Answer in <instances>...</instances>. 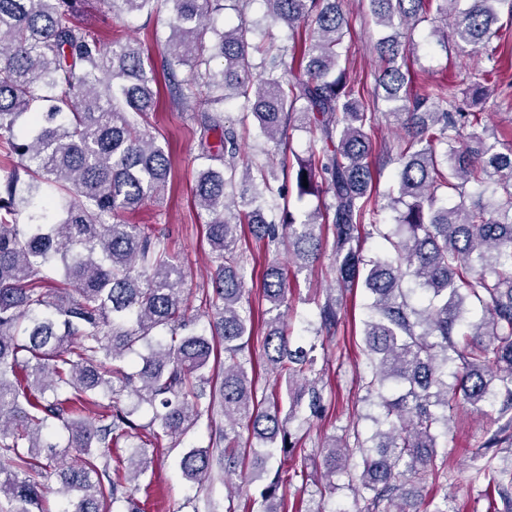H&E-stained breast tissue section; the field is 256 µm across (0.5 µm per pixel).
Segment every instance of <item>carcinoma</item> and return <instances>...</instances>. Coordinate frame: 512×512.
<instances>
[{"instance_id":"1","label":"carcinoma","mask_w":512,"mask_h":512,"mask_svg":"<svg viewBox=\"0 0 512 512\" xmlns=\"http://www.w3.org/2000/svg\"><path fill=\"white\" fill-rule=\"evenodd\" d=\"M434 1L452 19L456 45L483 52L489 67L474 91L488 98L500 76L495 6L512 25V0H369L375 24L394 30L376 44L384 95L371 100L341 67L342 0H263L266 26L288 29L273 51L253 43L259 21L212 24L224 0H172L163 53L174 100L194 112L204 85L212 108L201 113L203 163L192 192L209 217L215 266L205 332L168 236L125 222L171 175L169 156L146 129L158 88L142 46L91 37L74 21L80 0H0V147L18 158L0 166V512H49L45 491L54 478L57 512H140L132 482L151 459L135 449L123 469L113 450L145 426L177 438L217 412L224 430L182 453L185 478L202 489L247 464L245 481L257 469L265 474L259 512H285L282 470L267 462L276 450L293 451L287 420L318 416L324 387L317 345L292 346L281 312L289 268L273 260L261 282L269 304L262 315H270L262 358L286 381L288 418L277 398L258 395L247 354L255 314L242 306V224L257 240L286 246L299 271L320 259L321 227L331 226L338 291L362 284L372 295L364 353L366 389L379 399L375 445L354 430L320 449L327 474L359 483L361 512H417L421 489L447 476L437 448L458 398L512 410V142L489 130L483 113L457 111L452 85L418 88L403 70ZM158 3L112 0L129 16L150 17ZM255 52L263 55L258 64ZM216 58L224 60L218 72ZM288 72L294 79L285 80ZM227 99L243 100L271 141L291 126L308 131L307 155L296 157L297 196L330 202L298 223L267 219L262 202L275 193L276 174L240 160L219 109ZM381 116L405 132L397 151L374 150L366 129ZM374 155L382 166L396 164V188L386 193L397 212L391 227L379 219ZM365 226L387 253L364 255ZM406 276L428 294L425 307L404 291ZM317 318L320 331H336L335 295L317 304ZM220 357L216 384L209 363ZM100 399L107 410L86 414ZM243 428L251 436L244 444ZM508 430L499 427L474 452V478L502 512H512V469L495 466L490 450Z\"/></svg>"}]
</instances>
